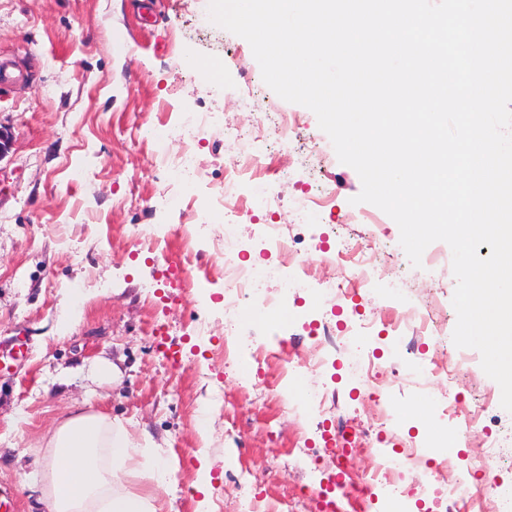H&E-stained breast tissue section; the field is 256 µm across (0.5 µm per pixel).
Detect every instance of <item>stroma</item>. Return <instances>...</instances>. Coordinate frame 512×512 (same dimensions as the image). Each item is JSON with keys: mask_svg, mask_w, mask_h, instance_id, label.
I'll return each mask as SVG.
<instances>
[{"mask_svg": "<svg viewBox=\"0 0 512 512\" xmlns=\"http://www.w3.org/2000/svg\"><path fill=\"white\" fill-rule=\"evenodd\" d=\"M209 0H0V62L13 80H0V126L12 133L0 158V497L14 512H48L41 488L48 470L46 444L76 413H102L133 436L148 433L172 471L161 489L167 512H322L326 502L353 492L374 459L354 454L339 470L324 447L336 433L335 415L357 431L374 429L378 406L354 380L342 357L320 372H302L292 395L319 389L334 415H295L276 394L271 362L224 355L232 341L284 344L294 360L309 358L319 323L345 325L363 318L377 330L368 348L388 364L397 342L386 330L390 305L360 294L347 309L294 293L281 321L243 305L235 332L222 316L225 275L210 252L190 261L214 285L185 287L178 228L198 214L189 203L223 181L238 142H272L268 112L296 113L297 136L268 158L266 181L277 198L269 211L239 216L244 236L261 225L287 224L300 236L297 258L321 268L341 236L378 237L380 261L401 298L435 303L453 332L456 280L452 252L438 242V262L414 267L399 243L396 222L369 203H355L358 173L339 162L315 114L287 102L263 81L249 43L208 21ZM198 68L185 66L186 58ZM223 75L215 84L211 73ZM217 115L226 137L203 134L195 147L198 180L186 187L159 153L182 146L166 135L169 109ZM335 193L333 213L300 223L298 202L317 185ZM177 205L159 209L158 194ZM162 225L166 250L139 245L132 233ZM25 343L26 357L13 347ZM435 339H424L414 377L392 391L391 427L380 435L387 451L427 443L441 424L434 400L450 389L433 372ZM455 389L476 402L483 420L465 431L445 427L463 447L451 451L442 474L480 471L483 444L512 430L498 384L480 357L463 368ZM211 480L197 493L200 467Z\"/></svg>", "mask_w": 512, "mask_h": 512, "instance_id": "1", "label": "stroma"}]
</instances>
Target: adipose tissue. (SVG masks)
Masks as SVG:
<instances>
[{
  "mask_svg": "<svg viewBox=\"0 0 512 512\" xmlns=\"http://www.w3.org/2000/svg\"><path fill=\"white\" fill-rule=\"evenodd\" d=\"M53 465L43 496L48 512H162L158 487L170 479L158 467L151 488L130 487L140 457L159 456V449L138 448L122 427L101 413L67 418L47 444Z\"/></svg>",
  "mask_w": 512,
  "mask_h": 512,
  "instance_id": "ef3b65f1",
  "label": "adipose tissue"
}]
</instances>
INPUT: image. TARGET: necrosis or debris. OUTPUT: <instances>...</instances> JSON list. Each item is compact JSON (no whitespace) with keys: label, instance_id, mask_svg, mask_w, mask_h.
<instances>
[{"label":"necrosis or debris","instance_id":"obj_1","mask_svg":"<svg viewBox=\"0 0 512 512\" xmlns=\"http://www.w3.org/2000/svg\"><path fill=\"white\" fill-rule=\"evenodd\" d=\"M266 158L264 144L254 142L241 146L225 167L223 185L205 194L207 207L220 206L224 209V236L214 243L213 251L215 262L223 264L231 273V281L224 290V323L230 330L236 327L244 301L252 300L266 310L276 311L284 308L289 292L310 289L324 303L334 306L354 297L358 290L369 293L376 291L382 277L375 245L354 238L346 239L341 248L327 258L328 264L344 269L343 274L336 278L323 277L309 269L287 275L277 266L257 271L236 263L235 257L242 247L237 216L243 208H267L274 202L267 185L260 179ZM246 182L250 183L251 191L245 196L241 193V187ZM271 281L278 282V289H268L267 284ZM391 313V328L400 340V359L392 365L389 373H382L380 364L366 354L363 342L371 338L374 330L370 322L359 324L361 339L357 342L352 341L350 335H336L333 326L323 324L321 332L315 336L313 356L304 367L311 371L320 369L326 352L337 349L344 353L351 376L368 385L372 395L389 393L402 376L413 369L415 338L436 337L441 333L434 306L402 302L392 308ZM421 454L418 448L395 455L378 452L369 479L360 487V512H367L370 504L379 497L390 504L398 502L402 493V474ZM447 466V459H440L426 475L425 483L433 495L440 500H461L466 512H480V491L472 486L468 470H459L453 484H438L437 479Z\"/></svg>","mask_w":512,"mask_h":512}]
</instances>
